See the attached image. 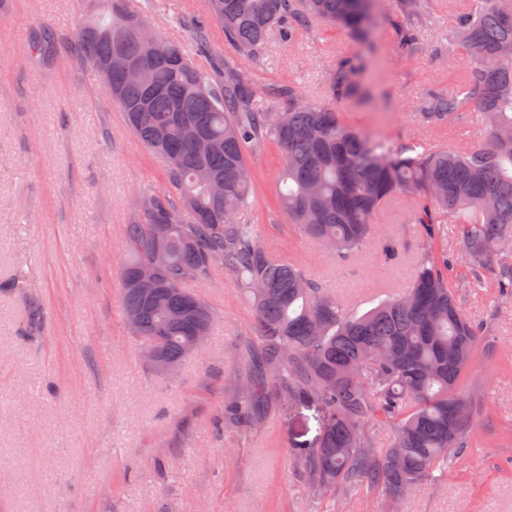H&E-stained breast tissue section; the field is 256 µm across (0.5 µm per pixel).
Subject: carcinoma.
Segmentation results:
<instances>
[{
  "label": "carcinoma",
  "mask_w": 512,
  "mask_h": 512,
  "mask_svg": "<svg viewBox=\"0 0 512 512\" xmlns=\"http://www.w3.org/2000/svg\"><path fill=\"white\" fill-rule=\"evenodd\" d=\"M378 2L211 0V10L224 39L253 59L271 35L291 40L308 22L365 38ZM420 2L399 0L405 45L413 50ZM455 4L463 9L448 54L462 55L465 79L429 99L418 118L453 136L461 117L474 113L488 142L473 147L395 144L349 125L340 106L365 95L362 55L337 64L324 103L293 85L263 103L232 64L218 81L179 42L162 37L156 52L146 51L136 37L143 20L117 0L113 18L77 34L128 126L166 163V187L144 196L142 213L123 227L128 255L119 279L131 342L154 344L162 362L181 366L197 333L216 318L187 285L218 268L231 275L256 314L259 336L246 347L249 372L225 386L224 418L246 437L262 430L272 394L284 404L320 407L317 442L296 453L315 491L362 487L398 500L448 469L469 447L473 405L462 382L484 331L457 300L446 255L423 251L408 286L362 314L296 264L273 259L245 220L247 150L279 147L280 208L334 259L373 246L397 259L399 241L379 236L377 220L385 203L402 197L424 237L433 238L438 224L456 225L472 276L490 275L512 298V264L493 263L512 245V0ZM128 63L140 67L135 80L127 77ZM210 179L224 181L223 196L208 192ZM371 423L392 429L386 447L366 436Z\"/></svg>",
  "instance_id": "cac0c4a2"
}]
</instances>
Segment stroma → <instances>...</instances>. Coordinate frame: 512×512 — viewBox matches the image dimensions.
I'll return each instance as SVG.
<instances>
[{
	"label": "stroma",
	"instance_id": "1",
	"mask_svg": "<svg viewBox=\"0 0 512 512\" xmlns=\"http://www.w3.org/2000/svg\"><path fill=\"white\" fill-rule=\"evenodd\" d=\"M105 0H0V512H512V299L474 281L455 228L432 239L456 258L450 281L485 327L464 387L473 401L470 446L438 480L401 500L359 492L316 495L292 455L314 443L320 410L272 402L262 431L241 438L224 417V380L245 372L258 322L235 281L215 272L191 289L216 312L200 350L174 376H156L131 343L119 299L123 234L141 197L164 185L166 165L129 130L77 32ZM161 36L183 43L198 66L238 63L258 96L283 85L317 103L347 57L365 55L367 102L344 104L346 121L400 143L448 142L417 114L462 77L448 66L456 23L450 0H424L406 53L399 0H380L368 40L322 23L292 42L271 36L262 55L240 57L213 21L210 0H125ZM210 25L209 44L192 40ZM48 32L57 54L32 50ZM248 218L270 255L301 266L362 313L409 282L422 248L405 204L386 206L379 232L402 240L400 261L369 249L349 262L287 223L279 203L282 157L252 154Z\"/></svg>",
	"mask_w": 512,
	"mask_h": 512
}]
</instances>
